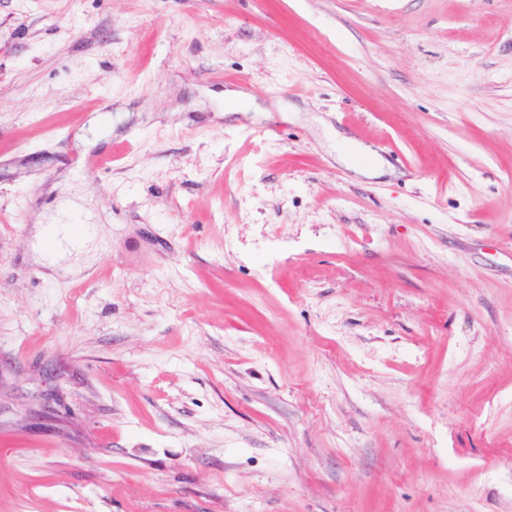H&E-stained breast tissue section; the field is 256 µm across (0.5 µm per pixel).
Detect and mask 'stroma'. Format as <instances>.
<instances>
[{
    "instance_id": "35a3bbf8",
    "label": "stroma",
    "mask_w": 512,
    "mask_h": 512,
    "mask_svg": "<svg viewBox=\"0 0 512 512\" xmlns=\"http://www.w3.org/2000/svg\"><path fill=\"white\" fill-rule=\"evenodd\" d=\"M0 512H512V0H0ZM64 226L66 229L65 231L62 230L60 225H49L47 231L48 238L50 240H59L66 246H77L81 241V237L73 234L71 232V228H79L83 233L85 226L84 223L77 219H71L69 220V223L64 224Z\"/></svg>"
}]
</instances>
